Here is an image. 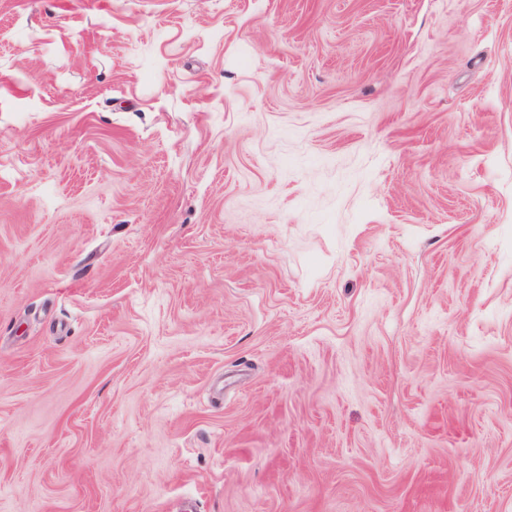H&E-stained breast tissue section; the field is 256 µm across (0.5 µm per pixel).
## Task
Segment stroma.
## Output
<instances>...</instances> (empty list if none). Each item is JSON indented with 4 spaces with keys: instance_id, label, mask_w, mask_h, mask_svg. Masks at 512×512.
Returning a JSON list of instances; mask_svg holds the SVG:
<instances>
[{
    "instance_id": "stroma-1",
    "label": "stroma",
    "mask_w": 512,
    "mask_h": 512,
    "mask_svg": "<svg viewBox=\"0 0 512 512\" xmlns=\"http://www.w3.org/2000/svg\"><path fill=\"white\" fill-rule=\"evenodd\" d=\"M512 512V0H0V512Z\"/></svg>"
}]
</instances>
